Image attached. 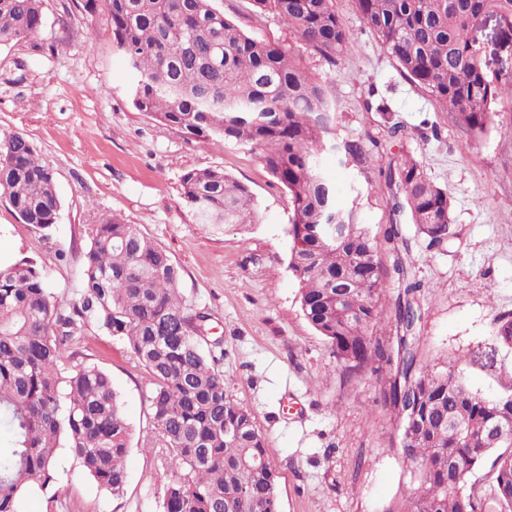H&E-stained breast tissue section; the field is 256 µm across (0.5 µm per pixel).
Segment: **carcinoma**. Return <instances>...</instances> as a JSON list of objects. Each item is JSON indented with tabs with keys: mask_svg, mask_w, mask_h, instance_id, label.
<instances>
[{
	"mask_svg": "<svg viewBox=\"0 0 512 512\" xmlns=\"http://www.w3.org/2000/svg\"><path fill=\"white\" fill-rule=\"evenodd\" d=\"M44 0H0V43L33 38ZM104 3L112 36L134 83L135 108L217 146L260 150V159L291 198L288 267L299 281L303 316L353 376L369 369L384 381L381 401L399 420V444L418 486L388 512H512V387L495 398L472 393L449 371L416 363L415 337L396 346L368 334L383 319L387 274L374 239L341 204L322 159L329 148L364 168L371 136L330 143L335 107L281 45L248 36L212 0H81ZM328 62L348 48L334 0H250ZM381 47L403 74L481 136L494 105L512 99V74L489 70L478 24L495 18L512 31V0H357ZM397 206L409 211L426 249L444 252L454 236L448 191L408 155L388 167ZM183 196L201 224H256L253 193L220 169L192 170ZM0 197L24 224L49 232L60 200L52 171L21 135L0 140ZM84 277L71 299L53 296L33 261L0 266V512H24L32 494L65 495L56 468L67 449L107 493L123 495L132 426L112 376L74 363L78 339L97 327L125 341L148 377L152 435L175 479L160 512H279L277 475L252 415L224 390L215 341L198 333L206 318L180 292L168 253L134 224L112 216L93 229ZM410 282L395 305L397 328L419 320ZM496 335L512 348V313L496 318ZM492 460L488 497L461 492L466 475Z\"/></svg>",
	"mask_w": 512,
	"mask_h": 512,
	"instance_id": "obj_1",
	"label": "carcinoma"
}]
</instances>
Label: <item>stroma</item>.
Listing matches in <instances>:
<instances>
[{
	"mask_svg": "<svg viewBox=\"0 0 512 512\" xmlns=\"http://www.w3.org/2000/svg\"><path fill=\"white\" fill-rule=\"evenodd\" d=\"M214 5L252 38L300 51L293 32L255 16L249 0ZM335 7L349 51L333 65L300 52V64L330 90L331 139L368 134L379 143L362 169L342 166L333 150L323 157L339 201L354 205L388 274L384 318L369 333L395 340L396 298L408 282H420L419 366L455 372L474 393L497 396L512 386V349L495 329L497 315L512 313V100L497 103L486 134L470 137L400 72L355 0H335ZM44 14L36 37L0 45V140L19 134L34 145L54 173L61 207L52 231L43 232L21 223L0 199V265L29 258L65 300L81 285V250L95 224L114 215L137 225L179 268L186 302L211 317L224 350L225 392L253 416L277 472L279 512H393L417 486L398 444V418L380 401L381 381L368 371L343 374L327 340L304 318L288 268L292 203L259 150L216 147L137 111L105 9L88 14L76 0H45ZM396 122L402 131L389 137ZM405 154L448 191L455 236L447 251L426 250L409 212L394 207L383 173ZM202 169L224 170L247 185L260 223H198L181 178ZM393 224L402 238L392 244L386 233ZM79 350L81 362L111 374L134 432L118 498L60 452L66 512H159L174 475L144 449L147 377L125 342L96 329Z\"/></svg>",
	"mask_w": 512,
	"mask_h": 512,
	"instance_id": "stroma-1",
	"label": "stroma"
}]
</instances>
